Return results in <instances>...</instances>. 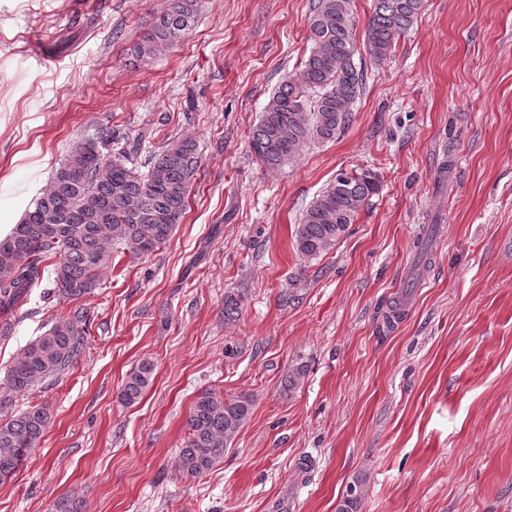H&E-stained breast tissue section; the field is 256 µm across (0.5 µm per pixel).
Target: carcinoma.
Listing matches in <instances>:
<instances>
[{"instance_id": "obj_1", "label": "carcinoma", "mask_w": 512, "mask_h": 512, "mask_svg": "<svg viewBox=\"0 0 512 512\" xmlns=\"http://www.w3.org/2000/svg\"><path fill=\"white\" fill-rule=\"evenodd\" d=\"M199 0H167L155 14L132 54L149 62L172 48L191 29ZM353 0H313L309 23L310 52L269 99L252 131L250 148L269 169L299 158L312 144L330 141L350 125L353 104L363 88V71L355 64ZM423 0H374L364 29L369 53L384 59L412 27ZM117 131L88 135L71 146L50 178V188L25 212L12 231L0 237V310L21 305L49 274L53 287L43 298L84 300L99 288L102 271L114 255L129 251L149 255L171 236L185 211L189 183L198 164L190 138L166 141L151 151L139 173ZM380 191L379 176L367 169H340L302 212L294 226L293 247L304 259L329 252L349 232L371 198ZM242 296H224V320H236ZM88 331V314L79 306L19 351L7 375L11 395L58 377L80 356ZM155 371L142 361L127 376L119 399L132 405ZM249 394L226 397L200 391L186 420L188 437L180 448L178 469L201 477L224 459V453L249 418ZM50 422L46 408L29 407L0 420V484L12 480L38 447ZM337 512H358L361 485H352Z\"/></svg>"}]
</instances>
